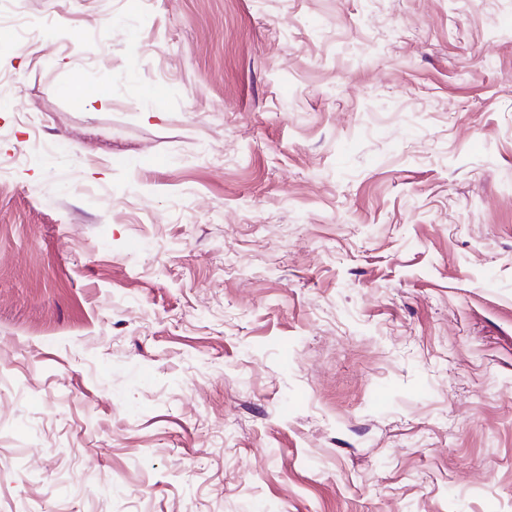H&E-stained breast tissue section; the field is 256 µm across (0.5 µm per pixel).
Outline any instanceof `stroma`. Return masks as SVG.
Here are the masks:
<instances>
[{"mask_svg":"<svg viewBox=\"0 0 512 512\" xmlns=\"http://www.w3.org/2000/svg\"><path fill=\"white\" fill-rule=\"evenodd\" d=\"M0 19V512H512V0Z\"/></svg>","mask_w":512,"mask_h":512,"instance_id":"35a3bbf8","label":"stroma"}]
</instances>
